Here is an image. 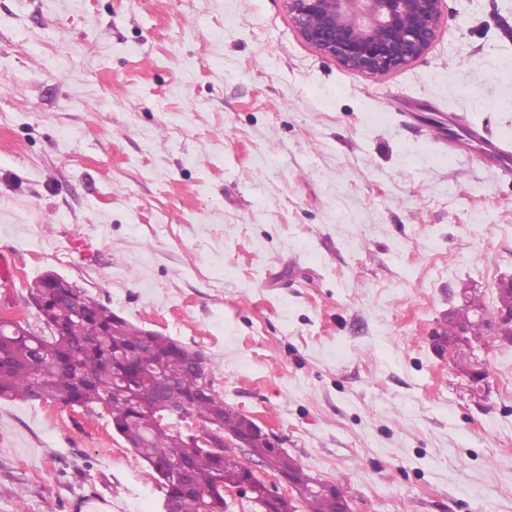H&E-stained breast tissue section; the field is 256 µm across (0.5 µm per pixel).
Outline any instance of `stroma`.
<instances>
[{
	"instance_id": "obj_1",
	"label": "stroma",
	"mask_w": 512,
	"mask_h": 512,
	"mask_svg": "<svg viewBox=\"0 0 512 512\" xmlns=\"http://www.w3.org/2000/svg\"><path fill=\"white\" fill-rule=\"evenodd\" d=\"M512 0H446L369 76L283 0H0V314L53 271L205 356L353 512H512V345L474 395L431 333L512 274ZM104 409L0 401V512H163ZM476 144L479 148L478 153L475 154L478 163L483 164L485 160L500 161L501 159L507 160L511 156V142L508 138L491 134L487 135L484 127H470L467 130L466 140L456 142V146L448 148V153L443 154V159H448V162L457 157V149L464 148L468 150Z\"/></svg>"
}]
</instances>
